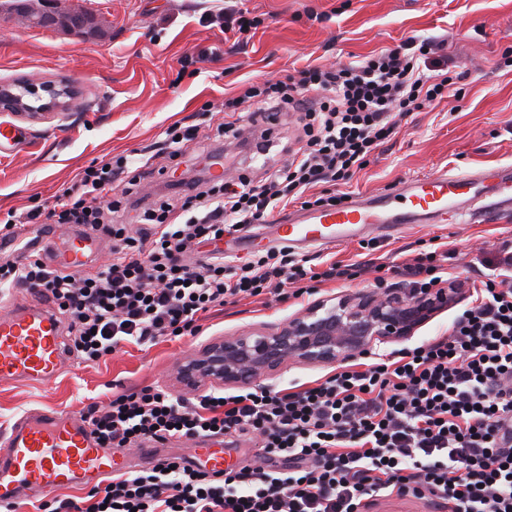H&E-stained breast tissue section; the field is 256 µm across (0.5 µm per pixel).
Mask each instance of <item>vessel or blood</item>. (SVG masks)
I'll list each match as a JSON object with an SVG mask.
<instances>
[{"label": "vessel or blood", "mask_w": 512, "mask_h": 512, "mask_svg": "<svg viewBox=\"0 0 512 512\" xmlns=\"http://www.w3.org/2000/svg\"><path fill=\"white\" fill-rule=\"evenodd\" d=\"M492 212H512L511 166L412 178L389 192L275 220L274 233L277 243L291 247L335 245L368 227L391 230L462 216L480 224ZM45 237V232L33 235L22 225L7 244L25 259ZM96 243L93 236H72L66 247L56 252L54 266L69 273L85 272ZM65 354L61 322L45 297L14 300L12 311L0 315L1 381L49 383L59 375ZM195 460L210 472L224 470L223 449L199 448ZM123 470L111 450L98 446L84 422L57 411L28 412L17 418L0 440V506L12 505L23 492L46 496Z\"/></svg>", "instance_id": "obj_1"}]
</instances>
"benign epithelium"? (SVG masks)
Listing matches in <instances>:
<instances>
[{"label":"benign epithelium","mask_w":512,"mask_h":512,"mask_svg":"<svg viewBox=\"0 0 512 512\" xmlns=\"http://www.w3.org/2000/svg\"><path fill=\"white\" fill-rule=\"evenodd\" d=\"M39 4L45 18L61 22L69 32L83 34L89 27L88 17L64 12L62 0H39ZM82 108L67 82L0 83V112L5 115L41 122L69 119ZM452 301L445 288H377L336 304L322 300L274 331L255 330L210 341L179 365L177 380L186 389L240 386L270 376L287 363L330 365L355 359L378 343L414 335Z\"/></svg>","instance_id":"1"}]
</instances>
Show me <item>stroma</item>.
Instances as JSON below:
<instances>
[{"instance_id":"obj_1","label":"stroma","mask_w":512,"mask_h":512,"mask_svg":"<svg viewBox=\"0 0 512 512\" xmlns=\"http://www.w3.org/2000/svg\"><path fill=\"white\" fill-rule=\"evenodd\" d=\"M91 12L103 32L79 37L57 27L22 25L0 16V81L30 78L68 81L84 110L78 120L33 123L9 115L0 125L21 134L19 144L0 152V237L8 213L51 209L75 174L117 156H131L162 139L174 123L200 128L187 143L185 168L201 151H222L225 166L258 177L298 149L300 115L280 114L278 146L269 154L232 137H219L227 116L225 98L246 83L278 80L310 65L350 63L416 36L443 42L454 91L441 102L403 117L391 141L357 170L343 190L372 195L406 179L445 170L467 172L481 166L512 165V0H241L261 20L247 46L222 42L209 17L223 13L224 0H67ZM221 45L219 59L184 69L179 59L200 48ZM512 238V214L493 215L484 224H413L396 235L370 228L335 246L295 248L296 259L320 271L329 263L363 265L355 278L315 283L311 293L264 295L213 308L195 336L156 344H126L105 360L85 364L66 356L55 382L46 386L0 383V432L23 413L54 409L81 414L90 403L112 394L159 386L184 396L176 381L179 363L213 339L259 327H274L314 302L339 299L378 286L410 287L412 278L387 271L417 254L447 251L444 278L459 292L453 304L410 338L375 347L364 363L447 335L455 317L471 306L473 289L496 261L502 241ZM340 364H287L260 379L263 388L298 391L324 380ZM197 444L143 442L116 449L134 470H151L170 455L194 456Z\"/></svg>"}]
</instances>
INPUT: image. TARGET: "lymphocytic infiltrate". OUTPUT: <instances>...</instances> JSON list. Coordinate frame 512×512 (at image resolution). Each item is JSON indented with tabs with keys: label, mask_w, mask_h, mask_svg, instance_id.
Masks as SVG:
<instances>
[{
	"label": "lymphocytic infiltrate",
	"mask_w": 512,
	"mask_h": 512,
	"mask_svg": "<svg viewBox=\"0 0 512 512\" xmlns=\"http://www.w3.org/2000/svg\"><path fill=\"white\" fill-rule=\"evenodd\" d=\"M428 41L409 37L358 63L309 66L256 82L225 99L249 125L269 112H301L305 139L291 162L267 178L241 177L153 205L133 199L147 232L104 222L118 206L112 185L127 167L90 165L49 215L110 235L112 259L86 274L35 259L0 266V285L39 290L69 316V352L98 363L121 343L144 345L195 336L213 307L310 279L353 277L347 265L311 272L285 249L241 265L194 266L188 255L249 224L267 223L278 203L304 208L347 201V183L396 133L398 113L444 99L451 76L426 75ZM326 183V190L311 189ZM447 335L404 348L358 371L344 369L297 392L260 389L172 399L161 388L113 394L90 404L85 419L103 448L242 433L257 439L267 467L223 474L163 460L148 472L125 471L94 485L84 508L67 498L37 512H363L392 494L430 500L437 512H512V247L502 246L492 274Z\"/></svg>",
	"instance_id": "lymphocytic-infiltrate-1"
}]
</instances>
